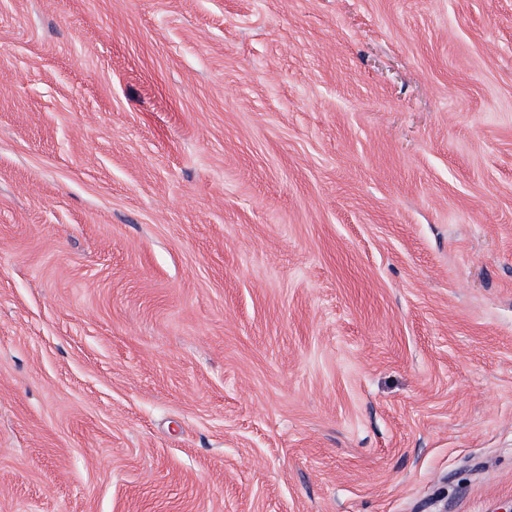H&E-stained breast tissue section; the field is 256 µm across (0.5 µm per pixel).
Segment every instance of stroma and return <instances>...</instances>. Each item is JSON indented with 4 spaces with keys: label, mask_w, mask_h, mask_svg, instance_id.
<instances>
[{
    "label": "stroma",
    "mask_w": 512,
    "mask_h": 512,
    "mask_svg": "<svg viewBox=\"0 0 512 512\" xmlns=\"http://www.w3.org/2000/svg\"><path fill=\"white\" fill-rule=\"evenodd\" d=\"M0 512H512V0H0Z\"/></svg>",
    "instance_id": "35a3bbf8"
}]
</instances>
